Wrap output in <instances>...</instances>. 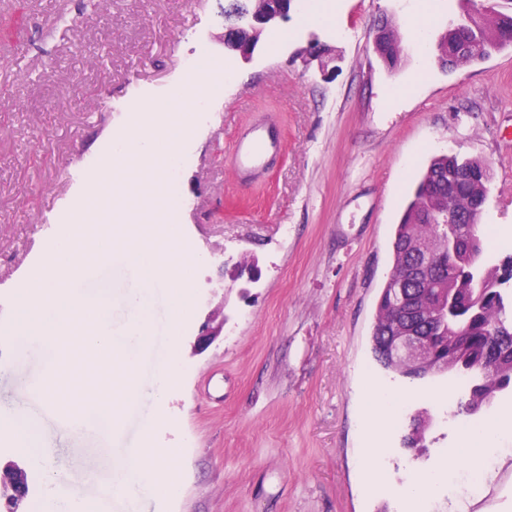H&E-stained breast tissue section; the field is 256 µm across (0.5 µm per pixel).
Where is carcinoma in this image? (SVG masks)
<instances>
[{
  "label": "carcinoma",
  "instance_id": "cac0c4a2",
  "mask_svg": "<svg viewBox=\"0 0 512 512\" xmlns=\"http://www.w3.org/2000/svg\"><path fill=\"white\" fill-rule=\"evenodd\" d=\"M463 2L462 17L450 23L437 42V61L449 71L512 45V0H486L478 11L474 10L476 0ZM461 42L470 44L474 53L468 57L456 54ZM377 52L389 69L400 65L398 35L388 23L378 37ZM490 179V170L480 158L440 155L431 160L397 225L392 271L380 295L371 336L372 353L383 368L412 379L424 378L412 366L394 363L389 354L395 318L390 289L405 269L428 257L422 277L407 278L404 283L415 293L427 292L426 312L420 315L417 330L428 344L431 374L446 372L450 364L456 374L472 380L469 398L458 406L467 414L471 407L487 406L498 394L512 389V352L501 346L494 329L512 305V254L492 267L484 262L471 264V256L484 255V247L481 236L471 234L470 217L482 214ZM450 207L463 214L453 249L439 244L442 226L437 220V214ZM477 275L485 277L489 288L481 301L474 302L469 288Z\"/></svg>",
  "mask_w": 512,
  "mask_h": 512
}]
</instances>
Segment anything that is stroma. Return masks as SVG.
Listing matches in <instances>:
<instances>
[{"label": "stroma", "instance_id": "35a3bbf8", "mask_svg": "<svg viewBox=\"0 0 512 512\" xmlns=\"http://www.w3.org/2000/svg\"><path fill=\"white\" fill-rule=\"evenodd\" d=\"M230 2L0 0V284L27 264L71 195V175L96 165L100 141L128 134L137 104L176 111L185 127L169 219L202 257L178 329L179 375L162 400L142 393L120 431L70 433L20 383L42 374L44 347L0 334V405L40 419L46 466H31L7 437L0 461L25 467L30 506L49 471L73 496L100 498L145 441L176 449L181 492L144 494L138 512H402L400 492L422 471L448 477L422 512H512V453L479 468L476 498L448 471L461 453L434 392L455 374L412 381L371 349L395 228L432 157L489 164L485 258L512 253V46L447 72L421 49L407 0H317L319 25L304 24L292 0L288 22L246 61L224 43ZM384 15L401 36L395 70L372 50ZM313 42L327 54L303 63ZM199 60L214 72L198 90L202 119L178 104ZM257 112L278 114L285 153L263 186L229 184L225 152ZM219 305L223 340L195 351ZM367 382L406 393L402 414L380 422L371 443ZM418 414L430 419L419 451L403 445ZM370 445L376 484L360 468Z\"/></svg>", "mask_w": 512, "mask_h": 512}]
</instances>
